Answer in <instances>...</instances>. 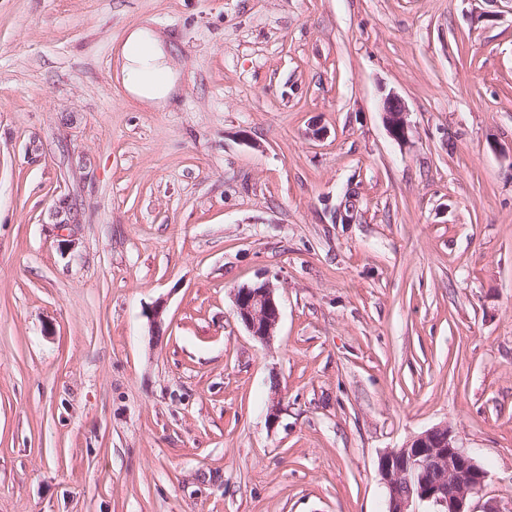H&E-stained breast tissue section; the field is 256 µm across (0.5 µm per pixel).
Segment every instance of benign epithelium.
Instances as JSON below:
<instances>
[{
	"label": "benign epithelium",
	"instance_id": "7a95c632",
	"mask_svg": "<svg viewBox=\"0 0 512 512\" xmlns=\"http://www.w3.org/2000/svg\"><path fill=\"white\" fill-rule=\"evenodd\" d=\"M383 112L390 137L408 143L411 126L402 100L386 97ZM234 302L237 316L252 336L262 341L274 336L280 309L270 282L236 289ZM378 472L388 494L387 512H419L423 503L432 505L434 512H474L470 499L482 491L488 478V471L448 426L430 428L403 447L384 451Z\"/></svg>",
	"mask_w": 512,
	"mask_h": 512
}]
</instances>
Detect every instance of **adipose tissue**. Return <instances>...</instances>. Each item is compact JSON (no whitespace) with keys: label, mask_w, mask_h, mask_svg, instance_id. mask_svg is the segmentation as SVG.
Returning <instances> with one entry per match:
<instances>
[{"label":"adipose tissue","mask_w":512,"mask_h":512,"mask_svg":"<svg viewBox=\"0 0 512 512\" xmlns=\"http://www.w3.org/2000/svg\"><path fill=\"white\" fill-rule=\"evenodd\" d=\"M164 45V38L149 26L129 28L114 67V79L126 96L156 111L168 107L180 91V71Z\"/></svg>","instance_id":"obj_1"}]
</instances>
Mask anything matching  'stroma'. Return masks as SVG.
<instances>
[{
    "instance_id": "stroma-1",
    "label": "stroma",
    "mask_w": 512,
    "mask_h": 512,
    "mask_svg": "<svg viewBox=\"0 0 512 512\" xmlns=\"http://www.w3.org/2000/svg\"><path fill=\"white\" fill-rule=\"evenodd\" d=\"M440 425L512 506V0H0V512H386ZM165 39L147 25L126 30L116 55L114 79L129 98L162 111L180 91V71L164 51ZM384 119L390 137L399 144L410 140L411 126L407 121L404 103L395 95L387 96L383 103ZM274 286L269 281L236 289L234 302L237 316L255 338L269 341L279 323L280 309Z\"/></svg>"
}]
</instances>
